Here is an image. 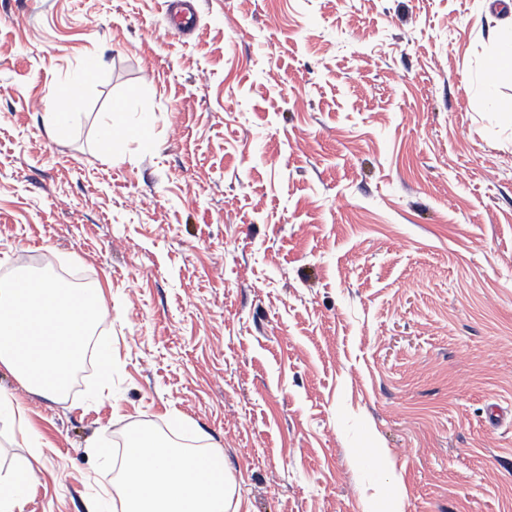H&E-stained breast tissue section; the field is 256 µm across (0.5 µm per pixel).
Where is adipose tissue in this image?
<instances>
[{
	"instance_id": "adipose-tissue-1",
	"label": "adipose tissue",
	"mask_w": 512,
	"mask_h": 512,
	"mask_svg": "<svg viewBox=\"0 0 512 512\" xmlns=\"http://www.w3.org/2000/svg\"><path fill=\"white\" fill-rule=\"evenodd\" d=\"M16 424L26 455L21 464L0 477V512H16L32 483L40 460L36 433L23 406L0 392V420ZM215 467L201 464L200 455L166 435L135 430L123 458L121 476L105 503L87 512H228L234 493L221 462V449H211Z\"/></svg>"
}]
</instances>
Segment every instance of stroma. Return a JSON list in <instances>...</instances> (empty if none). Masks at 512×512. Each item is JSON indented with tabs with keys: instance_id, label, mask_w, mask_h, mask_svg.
Segmentation results:
<instances>
[{
	"instance_id": "1",
	"label": "stroma",
	"mask_w": 512,
	"mask_h": 512,
	"mask_svg": "<svg viewBox=\"0 0 512 512\" xmlns=\"http://www.w3.org/2000/svg\"><path fill=\"white\" fill-rule=\"evenodd\" d=\"M197 4L185 38L164 0H0V276L101 284L119 367L90 405L92 363L63 403L0 370L42 448L20 512H86L127 425L222 449L243 512H512L496 14Z\"/></svg>"
}]
</instances>
